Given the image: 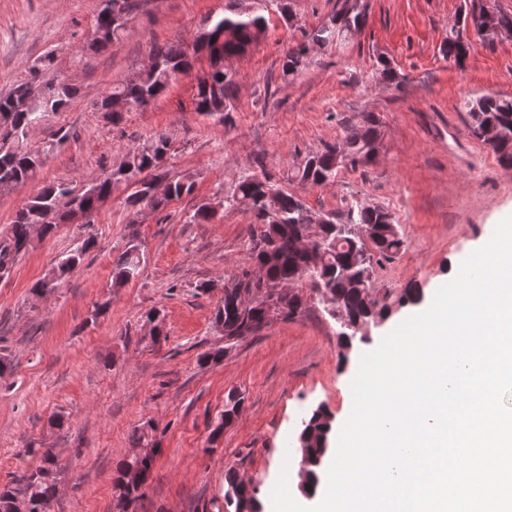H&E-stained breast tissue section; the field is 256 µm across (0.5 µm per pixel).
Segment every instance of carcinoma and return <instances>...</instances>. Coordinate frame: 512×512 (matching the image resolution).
Instances as JSON below:
<instances>
[{
  "label": "carcinoma",
  "mask_w": 512,
  "mask_h": 512,
  "mask_svg": "<svg viewBox=\"0 0 512 512\" xmlns=\"http://www.w3.org/2000/svg\"><path fill=\"white\" fill-rule=\"evenodd\" d=\"M144 0H99L95 22L96 37L88 50L98 52L118 38L130 16L138 12ZM499 31L479 32L493 41L512 35V14L497 12ZM268 24L264 16L249 10L229 7L223 14L206 19L204 32L194 41V54L207 57L209 69L197 80L193 100L197 111L224 120V113L234 110L236 80L224 71V60L244 54L252 44L265 36ZM471 46L461 44L448 34L440 48L444 60L461 65ZM54 54L48 53L40 65L30 68L33 78L16 84L8 94L0 96V192H8L20 184L33 180L53 153L56 142L41 146L29 142L31 132L51 117L64 111L77 95V88L64 78L39 81V75L54 64ZM306 51L301 47L288 49L282 60L285 77L299 72L305 66ZM192 67V57L185 43L178 40L158 48L154 63L133 77L115 84L96 102V110L110 122L122 121L120 112L110 111L116 99L130 103L128 111L140 109L145 102H153L169 90L178 75ZM466 127L479 140L484 132H494L487 142L498 159L512 165V97L484 95L465 103ZM380 139V122L372 113L363 115L361 124L350 129L342 141L325 147L321 152L307 156L297 167L295 177L303 184L329 185L336 181L340 168L356 169L374 162V144ZM172 151L170 139L157 135L148 143L129 150L124 162L111 172L102 173L84 187L79 206L89 214L99 210V203L122 186L137 184L125 198L131 209L142 205L162 212L171 200L189 196L194 182L187 178H170L164 171L167 156ZM347 163L340 167L336 158ZM75 186L53 182L38 188L27 203L19 209L6 229L0 232V275L10 276L16 262L31 247L33 226H41V237L51 236L67 220L59 205L60 199ZM247 204L253 214L248 247L251 258L264 265L266 286L275 288L289 282L306 281L310 295L299 292L288 297L278 309L258 302L251 308L237 303L236 290L249 286V270H242L224 286L222 304L218 305L215 322L222 325L224 338L236 342L242 336L259 332L267 321L293 319L305 311L308 299L323 306L331 318H339L351 325H370L390 319L400 309L417 306L423 294L418 288H405L399 296L379 297L373 294L374 266L394 259L404 247V238L392 214L383 207L353 202L348 206L346 222H336V214L312 212L294 194L275 187L268 176H251L240 181L224 196L219 205L234 209ZM350 224L371 228L368 241L360 240L347 230ZM94 246L92 238L58 258L57 263L31 288V293L42 298L52 295L58 283L76 270L86 253ZM141 246L131 238L112 263V286L120 288L139 275ZM328 288L331 297L324 300L317 289ZM242 397L230 393L224 401V411L213 429L219 439L224 428L231 425L242 410ZM333 415L317 406L301 422L298 447L302 448L307 465L316 466L326 453L332 430ZM26 453L39 458L38 464L12 480L0 485V512H15L16 503L26 504L28 512H49L57 497L59 460L50 448H28ZM153 457L127 458L121 462L113 479L118 497L127 512H137L142 498L140 487L128 476L137 467L141 473H150ZM224 512H263L253 480H244L238 468L228 467L224 474Z\"/></svg>",
  "instance_id": "1"
}]
</instances>
